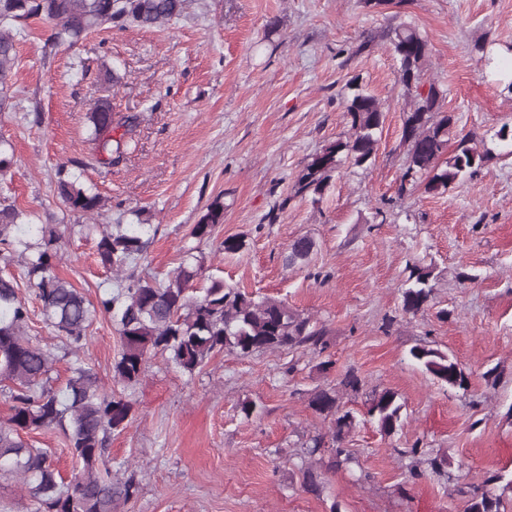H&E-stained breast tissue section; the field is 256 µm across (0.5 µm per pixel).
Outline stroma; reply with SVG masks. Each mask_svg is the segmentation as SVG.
I'll return each mask as SVG.
<instances>
[{
	"label": "stroma",
	"mask_w": 512,
	"mask_h": 512,
	"mask_svg": "<svg viewBox=\"0 0 512 512\" xmlns=\"http://www.w3.org/2000/svg\"><path fill=\"white\" fill-rule=\"evenodd\" d=\"M407 22L427 40L425 83L443 91L455 130L490 158L446 192L402 186L407 96L381 40ZM51 23L17 26L18 67L0 137L15 163L0 201L53 228L61 275L91 302L115 285L100 263V234L83 229L55 192L58 164L91 151L86 114L101 97L115 118L135 117L119 163L75 169L100 193L99 221L153 225L138 275L159 280L197 248L207 277L284 301L323 325L327 347L220 353L194 374L148 359L139 383L123 388L132 419L113 435L112 469L138 492L118 512H466V489L495 473L512 479V91L487 67L481 46L512 67V0H187L163 28L106 24L75 47L46 53ZM376 40L357 47L367 34ZM118 80L103 78L104 70ZM383 105L376 158L344 166L320 200L295 191L299 170L351 132L342 101L350 78ZM224 202L218 237L242 239L234 255L190 235L214 199ZM314 248L288 266L289 244ZM432 267L434 296L417 314L401 309L408 266ZM30 311L32 339L51 333L19 262L0 261ZM86 362L112 382L120 337L97 312ZM415 346L448 353L470 377L467 391L432 379L409 356ZM354 372L357 390L340 405L357 420L341 446L307 449L329 423L312 394ZM404 403L403 423L381 434L365 418L374 393ZM251 402V417L239 412ZM448 458L442 472L421 465L410 478L405 449ZM320 474L302 486L303 464Z\"/></svg>",
	"instance_id": "35a3bbf8"
}]
</instances>
